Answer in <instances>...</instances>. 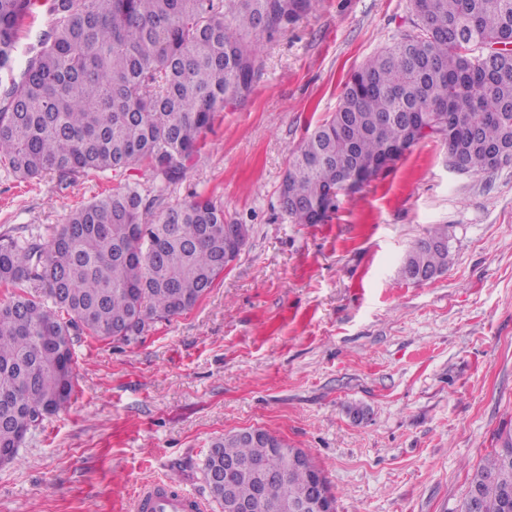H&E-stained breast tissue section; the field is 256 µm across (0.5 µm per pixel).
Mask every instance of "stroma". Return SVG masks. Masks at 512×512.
Masks as SVG:
<instances>
[{
    "mask_svg": "<svg viewBox=\"0 0 512 512\" xmlns=\"http://www.w3.org/2000/svg\"><path fill=\"white\" fill-rule=\"evenodd\" d=\"M411 19L409 0H311L260 35L250 93L216 113L166 198L213 197L247 226L245 247L192 310L138 341L74 337L76 393L0 468V512H131L165 479L208 498L212 442L248 428L308 450L337 512H458L512 430V165L460 175L425 140L325 223H291L279 204L292 150ZM117 183L0 172V234L50 236ZM434 224L453 235L447 273L402 279Z\"/></svg>",
    "mask_w": 512,
    "mask_h": 512,
    "instance_id": "obj_1",
    "label": "stroma"
}]
</instances>
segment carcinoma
<instances>
[{"instance_id":"obj_1","label":"carcinoma","mask_w":512,"mask_h":512,"mask_svg":"<svg viewBox=\"0 0 512 512\" xmlns=\"http://www.w3.org/2000/svg\"><path fill=\"white\" fill-rule=\"evenodd\" d=\"M46 7L50 23L27 44L20 34ZM310 0H0V170L60 185L111 172H149L156 195L112 187L71 209L46 239L0 235V448L16 451L43 417L68 407L76 386L73 336L130 343L191 310L224 274V207L198 195L144 216L167 185L201 156L214 115L248 93L259 71L253 38L304 14ZM412 27L355 71L334 112L291 152L280 190L293 224H322L353 175L378 177L384 149L406 133L403 114L430 129L458 122L446 154L467 173L493 170L486 147L512 140V55L493 45L512 36V0H410ZM452 235L435 224L406 251L401 276L448 271ZM471 479L480 512H512L498 483L512 481V433ZM281 470L269 497L292 503L317 482L283 468L279 449L237 432L216 439L202 473L224 507V462ZM233 495L254 497L239 471Z\"/></svg>"}]
</instances>
